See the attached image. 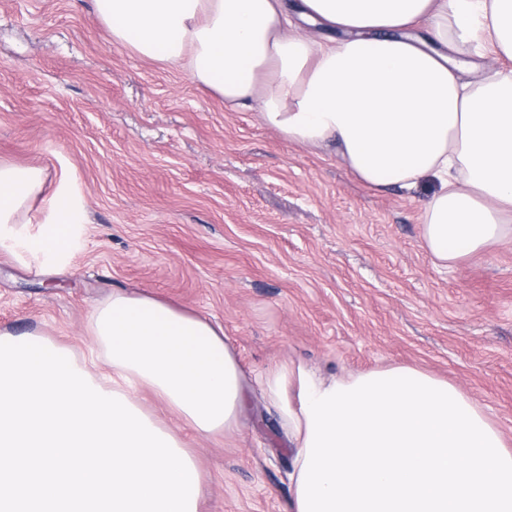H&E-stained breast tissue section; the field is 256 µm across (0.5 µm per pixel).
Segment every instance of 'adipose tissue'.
<instances>
[{"label":"adipose tissue","mask_w":512,"mask_h":512,"mask_svg":"<svg viewBox=\"0 0 512 512\" xmlns=\"http://www.w3.org/2000/svg\"><path fill=\"white\" fill-rule=\"evenodd\" d=\"M115 42L182 67L232 110L332 153L367 186L436 191L423 246L446 265L512 240V0H93ZM41 230L20 236L35 203ZM75 205L42 168L0 162V248L64 258ZM91 371L37 334L0 333V512H199L181 435L239 426L246 382L220 324L113 290L90 318ZM293 451L291 512H512V449L448 380L395 366L265 372ZM149 390L173 415L140 400Z\"/></svg>","instance_id":"ef3b65f1"}]
</instances>
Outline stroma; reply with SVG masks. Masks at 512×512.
<instances>
[{
    "mask_svg": "<svg viewBox=\"0 0 512 512\" xmlns=\"http://www.w3.org/2000/svg\"><path fill=\"white\" fill-rule=\"evenodd\" d=\"M0 159L41 167L83 221L61 267L0 249V332L88 357L113 289L220 324L250 384L232 436L182 435L202 512H289L288 433L256 382L407 365L448 380L512 444V243L449 266L423 247L426 191H376L335 156L234 112L113 41L91 0H0Z\"/></svg>",
    "mask_w": 512,
    "mask_h": 512,
    "instance_id": "obj_1",
    "label": "stroma"
}]
</instances>
